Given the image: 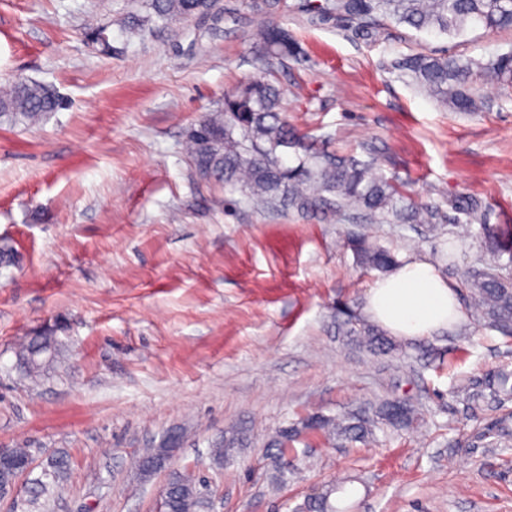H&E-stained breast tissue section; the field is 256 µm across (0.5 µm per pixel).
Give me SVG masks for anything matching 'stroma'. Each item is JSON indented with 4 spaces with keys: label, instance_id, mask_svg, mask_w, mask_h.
I'll list each match as a JSON object with an SVG mask.
<instances>
[{
    "label": "stroma",
    "instance_id": "35a3bbf8",
    "mask_svg": "<svg viewBox=\"0 0 512 512\" xmlns=\"http://www.w3.org/2000/svg\"><path fill=\"white\" fill-rule=\"evenodd\" d=\"M255 2L217 0L166 24L146 0H0V84L23 76L64 100L39 125L0 126V240L17 251L0 268V448L33 453L0 512H159L170 474L187 469L214 512H292L331 484L340 512H512V444L477 437L512 401L454 396L469 378L512 371V332L477 316L457 272L491 262L484 226L512 227V87L474 78L485 106L457 112L397 67L420 53L512 52V29L452 38L324 15L315 0ZM269 23L299 59H258ZM257 77L284 92L314 149L443 209L442 236L360 211L264 208L200 181L187 129ZM462 193L485 208L464 239L466 218L448 207ZM353 236L399 261L455 252L457 267L436 270L463 319L386 355L350 344L346 313H365L383 276L359 265ZM38 333L60 353L35 383L16 350ZM406 396L419 409L410 429L353 444L302 430L280 475L266 445L279 427ZM230 429L244 443L216 463ZM172 434L164 468L140 471L142 450ZM56 458L66 478L39 494Z\"/></svg>",
    "mask_w": 512,
    "mask_h": 512
}]
</instances>
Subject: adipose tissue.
Wrapping results in <instances>:
<instances>
[{
  "mask_svg": "<svg viewBox=\"0 0 512 512\" xmlns=\"http://www.w3.org/2000/svg\"><path fill=\"white\" fill-rule=\"evenodd\" d=\"M367 309L388 333L406 339L430 335L463 317L453 288L423 258L405 260L378 279L368 292Z\"/></svg>",
  "mask_w": 512,
  "mask_h": 512,
  "instance_id": "ef3b65f1",
  "label": "adipose tissue"
}]
</instances>
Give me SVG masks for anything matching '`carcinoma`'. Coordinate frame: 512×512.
Returning a JSON list of instances; mask_svg holds the SVG:
<instances>
[{"label":"carcinoma","mask_w":512,"mask_h":512,"mask_svg":"<svg viewBox=\"0 0 512 512\" xmlns=\"http://www.w3.org/2000/svg\"><path fill=\"white\" fill-rule=\"evenodd\" d=\"M215 0H149V9L161 21L181 20L207 13ZM338 15L355 19L382 16L418 31L460 36L481 26L486 30L512 28V0H333L318 5ZM259 57L282 60L300 54L298 44L277 26L268 25L259 33ZM399 68L423 91L464 112L483 108V101L468 87L475 71L484 72L503 82L512 83V53L497 55L485 62L464 60L453 54H421L399 63ZM60 107L44 85L24 77L15 78L8 89L0 91V123L32 126L45 121ZM299 147L297 164L288 166L280 153L285 146ZM186 148L194 170L210 173V181L239 189L248 198L262 204L318 214L328 207L341 210L361 209L381 221L388 216L401 224H440L443 216L437 208H416L403 203L398 185L378 177L351 159L313 153L303 147L301 138L288 124L283 113L282 92L269 81L250 79L224 94L221 107L205 113L187 134ZM448 205L470 222L480 221L483 206L471 196H455ZM485 249L512 263V239L489 230ZM361 265L389 269L396 265L388 251L376 248L365 239L353 240ZM467 288L478 315L492 325L512 328V276L498 265H472L464 274ZM345 335L363 344L372 354L394 350L396 344L383 331L359 315L345 322ZM53 346L47 335L32 338L19 351V359L30 377L40 375L54 359L44 355ZM512 399V373L498 370L473 380L463 389L466 403L488 400L502 407ZM512 416L505 415L485 428L479 437L512 441ZM417 420L415 408L401 399L384 400L374 409L373 417L357 413L341 416H317L304 427L316 430L332 441L364 443L373 435V427L384 424L394 429L407 428ZM296 428L282 427L270 438V445L288 448ZM241 442L234 432H227L214 448L213 458L221 461ZM142 466L156 471L167 459L158 448H149L140 458ZM67 470L58 460L44 473L41 493L48 494L62 481ZM337 488H327L294 512H338L331 496ZM197 480L190 473L175 472L167 482L163 512H197Z\"/></svg>","instance_id":"carcinoma-1"}]
</instances>
